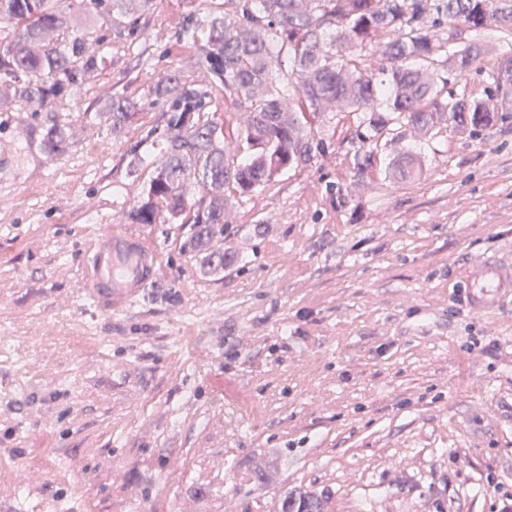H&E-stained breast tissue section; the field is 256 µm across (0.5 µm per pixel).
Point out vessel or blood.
<instances>
[{"instance_id":"obj_1","label":"vessel or blood","mask_w":512,"mask_h":512,"mask_svg":"<svg viewBox=\"0 0 512 512\" xmlns=\"http://www.w3.org/2000/svg\"><path fill=\"white\" fill-rule=\"evenodd\" d=\"M160 269L156 246L119 226L95 238L85 259L81 291L103 309L121 312L133 305L144 288L157 283ZM464 282L473 306L486 310L501 293H512V261L486 262L470 270Z\"/></svg>"}]
</instances>
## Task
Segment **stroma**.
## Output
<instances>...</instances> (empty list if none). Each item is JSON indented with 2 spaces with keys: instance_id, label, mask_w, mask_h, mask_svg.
<instances>
[{
  "instance_id": "stroma-1",
  "label": "stroma",
  "mask_w": 512,
  "mask_h": 512,
  "mask_svg": "<svg viewBox=\"0 0 512 512\" xmlns=\"http://www.w3.org/2000/svg\"><path fill=\"white\" fill-rule=\"evenodd\" d=\"M223 9L155 0L149 62L112 40L55 111L0 85V512H273L290 488L329 512H512V295L481 313L462 283L470 259L512 254V124L389 141L422 157L400 182L358 172L357 116L334 113L328 153L229 201L209 245L224 269L179 252L187 225L140 224L162 288L121 313L82 297L92 229L123 224L149 178L125 146L158 118L111 129L96 89L144 95L170 65L203 80L170 36ZM479 41L476 98L512 33Z\"/></svg>"
}]
</instances>
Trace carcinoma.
I'll list each match as a JSON object with an SVG mask.
<instances>
[{"mask_svg": "<svg viewBox=\"0 0 512 512\" xmlns=\"http://www.w3.org/2000/svg\"><path fill=\"white\" fill-rule=\"evenodd\" d=\"M153 2L0 0V21L13 29L9 39L0 37V81L14 86L16 102L35 98L54 111L98 67L92 45L114 36L146 59ZM76 5L104 19L95 37L72 26ZM487 28L512 33V0H224L222 15H187L174 38L196 46L192 65L207 80L187 81L171 67L142 98L115 84L98 90L106 106L101 116L114 129L148 108L160 112L123 152L129 176L153 166L126 220L188 224L179 251H206L224 235L229 197L242 200L328 152L331 143L316 137L312 124L336 110L357 113L362 174L376 167L391 137L416 139L445 123L477 137L498 120H512L511 112L495 115L448 87L438 71L479 70L476 35ZM460 29L467 30L463 39ZM237 114L245 120H234ZM43 145L62 153L64 129L47 127ZM422 168L413 150L388 163L395 180L419 177ZM274 512L328 510L324 497L294 489L279 496Z\"/></svg>", "mask_w": 512, "mask_h": 512, "instance_id": "cac0c4a2", "label": "carcinoma"}]
</instances>
